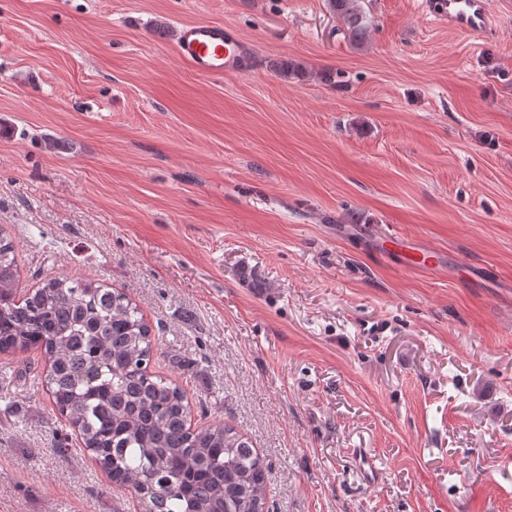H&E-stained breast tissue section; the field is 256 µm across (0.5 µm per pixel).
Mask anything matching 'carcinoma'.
Segmentation results:
<instances>
[{"mask_svg":"<svg viewBox=\"0 0 512 512\" xmlns=\"http://www.w3.org/2000/svg\"><path fill=\"white\" fill-rule=\"evenodd\" d=\"M350 39L359 0H331ZM12 239L0 231V355L39 349L58 413L112 481L154 512H268L267 466L224 422L194 427L183 387L149 372L151 328L126 293L93 279L44 278L18 296Z\"/></svg>","mask_w":512,"mask_h":512,"instance_id":"cac0c4a2","label":"carcinoma"}]
</instances>
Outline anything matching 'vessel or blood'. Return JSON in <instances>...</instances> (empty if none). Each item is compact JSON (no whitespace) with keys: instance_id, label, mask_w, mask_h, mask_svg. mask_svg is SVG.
<instances>
[{"instance_id":"b4317fda","label":"vessel or blood","mask_w":512,"mask_h":512,"mask_svg":"<svg viewBox=\"0 0 512 512\" xmlns=\"http://www.w3.org/2000/svg\"><path fill=\"white\" fill-rule=\"evenodd\" d=\"M429 8L439 20L471 34L486 32L491 21L489 0H429ZM172 39L178 58L207 75L240 70L248 51L234 30L206 21L181 25Z\"/></svg>"}]
</instances>
